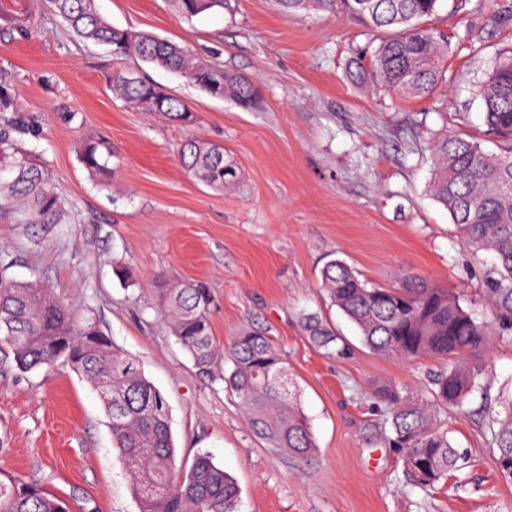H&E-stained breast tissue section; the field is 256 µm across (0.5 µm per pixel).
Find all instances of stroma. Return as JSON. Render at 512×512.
I'll return each mask as SVG.
<instances>
[{
	"label": "stroma",
	"instance_id": "stroma-1",
	"mask_svg": "<svg viewBox=\"0 0 512 512\" xmlns=\"http://www.w3.org/2000/svg\"><path fill=\"white\" fill-rule=\"evenodd\" d=\"M483 0H441L428 24L451 43L446 79L427 98H405L361 77L369 37L341 16L291 15L274 0H227L223 10L182 18L171 0H97L112 25L190 46L225 70L253 78L257 107L214 99L186 78L74 34L49 0H0V74L10 105L0 129L46 166L62 220L32 224L0 190V278L38 280L77 317L93 318L135 358L166 396L177 461L209 454L236 481L237 512H512V480L480 416L484 397L512 392V336H492L487 396L464 412L439 410L441 426L469 463L459 480L424 493L406 486L397 449L377 438L385 407L371 392L395 384L424 395L444 361L413 362L370 351L321 287L320 272L343 260L363 279L395 286L418 275L453 290L478 320L494 266L471 253L429 191V144L444 131L501 145L486 132L478 87L499 53L512 49V20L488 21ZM122 70L183 100L193 126L128 106L111 87ZM223 147L239 169L215 191L188 176L179 150L189 135ZM112 144V180L92 178L78 152L86 138ZM133 272L118 281L115 265ZM200 280L212 296L218 348L243 329L274 338L306 414L316 450L301 463L248 429L217 358L194 367L172 335L159 284ZM326 319L347 355L317 350L304 314ZM0 466L61 497L69 512H139L116 458L103 402L68 366L17 369L0 340Z\"/></svg>",
	"mask_w": 512,
	"mask_h": 512
}]
</instances>
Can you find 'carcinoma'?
<instances>
[{"label": "carcinoma", "instance_id": "1", "mask_svg": "<svg viewBox=\"0 0 512 512\" xmlns=\"http://www.w3.org/2000/svg\"><path fill=\"white\" fill-rule=\"evenodd\" d=\"M55 11L79 37L110 47L117 58L181 73L209 94L219 87L224 98L243 109L257 103L253 82L231 75L216 62L188 47L149 33H132L111 25L96 0H50ZM185 18L224 8L226 0H172ZM439 0H276L285 12L325 9L363 26L368 32L398 26L400 30L371 50L372 80L404 97H425L442 78L441 64L448 39L421 21L437 12ZM112 88L142 112L191 124L189 107L154 84L129 72L112 75ZM484 122L503 143L489 154L479 143L445 132L430 146L433 177L430 192L451 217L461 241L475 252L495 256L486 301L495 310L493 322L478 320L461 305L459 296L431 280L404 276L397 286L382 287L360 278L344 262L331 260L321 272V287L357 327L363 344L400 360L438 358L451 361L432 375L431 399H412L384 385L375 398L386 406L378 434L401 454L405 481L427 490L458 470L456 450L441 430L434 404L460 407L482 390V363L490 336L512 335V50L499 54L480 87ZM94 138L79 145L85 168L106 171ZM183 169L215 190L236 177L225 165L224 149L197 136L180 150ZM15 176L0 184L26 200L29 223L56 224L58 198L49 187L48 170L35 158L13 157ZM160 301L170 317L177 343L194 366L206 370L217 357L209 309L212 297L201 281L175 286L160 284ZM309 340L325 353L341 356L348 344L316 314L304 316ZM0 335L21 370H34L61 360L83 375L102 397L120 462L130 477L139 512H236L238 486L205 453L190 466L176 464L169 404L144 376L138 362L117 348L91 318L78 320L49 289L32 283L0 280ZM227 357L232 371L225 378L238 396L248 424L270 448L286 451L302 462L315 452L307 418L298 405L284 367L281 349L260 332L233 337ZM497 410L485 402L483 424L498 453V469L512 479V395ZM0 512H68L66 503L41 485L0 469Z\"/></svg>", "mask_w": 512, "mask_h": 512}]
</instances>
